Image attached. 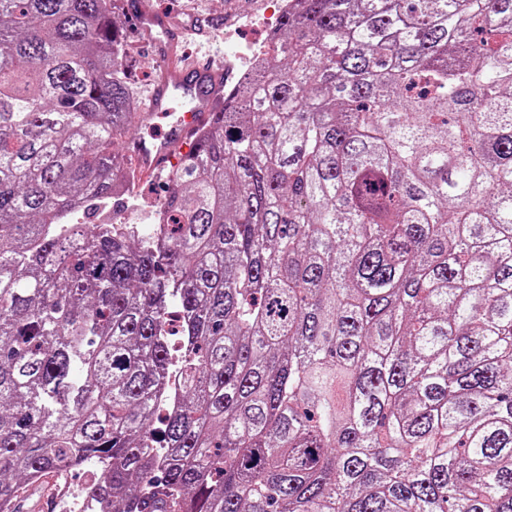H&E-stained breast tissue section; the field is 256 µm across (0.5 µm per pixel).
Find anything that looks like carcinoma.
I'll list each match as a JSON object with an SVG mask.
<instances>
[{
	"label": "carcinoma",
	"instance_id": "cac0c4a2",
	"mask_svg": "<svg viewBox=\"0 0 512 512\" xmlns=\"http://www.w3.org/2000/svg\"><path fill=\"white\" fill-rule=\"evenodd\" d=\"M120 2L0 0V512L92 462L112 512H512V0H293L150 247L75 221Z\"/></svg>",
	"mask_w": 512,
	"mask_h": 512
}]
</instances>
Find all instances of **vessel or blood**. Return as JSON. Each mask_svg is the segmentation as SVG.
Returning <instances> with one entry per match:
<instances>
[{"instance_id":"vessel-or-blood-1","label":"vessel or blood","mask_w":512,"mask_h":512,"mask_svg":"<svg viewBox=\"0 0 512 512\" xmlns=\"http://www.w3.org/2000/svg\"><path fill=\"white\" fill-rule=\"evenodd\" d=\"M132 17L141 44L152 47L156 60L155 76L142 110L161 121L151 140L137 138L132 142L135 182L140 185L157 179L174 148L189 141L223 106V55L210 52L197 58L182 50L190 34L213 42L223 23L203 17L188 29L174 15L154 7L152 0H136Z\"/></svg>"}]
</instances>
